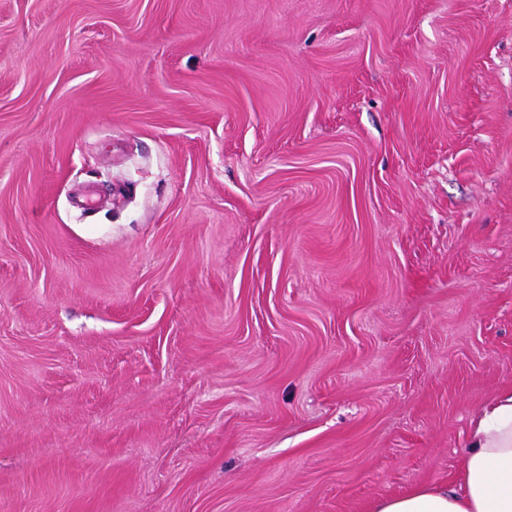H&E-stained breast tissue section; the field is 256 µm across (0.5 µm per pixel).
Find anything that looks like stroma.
I'll use <instances>...</instances> for the list:
<instances>
[{
	"label": "stroma",
	"instance_id": "35a3bbf8",
	"mask_svg": "<svg viewBox=\"0 0 512 512\" xmlns=\"http://www.w3.org/2000/svg\"><path fill=\"white\" fill-rule=\"evenodd\" d=\"M512 387V0H0V512H370Z\"/></svg>",
	"mask_w": 512,
	"mask_h": 512
}]
</instances>
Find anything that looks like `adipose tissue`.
I'll return each instance as SVG.
<instances>
[{"label":"adipose tissue","mask_w":512,"mask_h":512,"mask_svg":"<svg viewBox=\"0 0 512 512\" xmlns=\"http://www.w3.org/2000/svg\"><path fill=\"white\" fill-rule=\"evenodd\" d=\"M372 512H512V389L472 421L457 488L419 487L378 499Z\"/></svg>","instance_id":"obj_1"}]
</instances>
